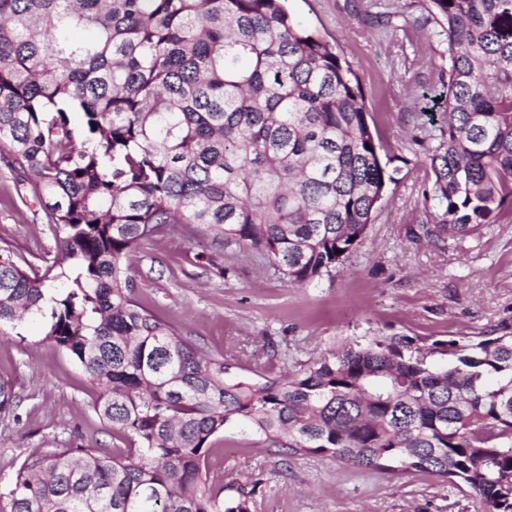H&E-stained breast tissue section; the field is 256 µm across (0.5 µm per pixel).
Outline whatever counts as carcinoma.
<instances>
[{
    "label": "carcinoma",
    "mask_w": 512,
    "mask_h": 512,
    "mask_svg": "<svg viewBox=\"0 0 512 512\" xmlns=\"http://www.w3.org/2000/svg\"><path fill=\"white\" fill-rule=\"evenodd\" d=\"M284 2L0 0V155L36 177L56 234L41 277L0 250V333L46 318L127 440L25 459L0 512H249L208 466L230 425L288 456L427 471L512 512L511 336L453 342L441 369L375 341L244 381L132 297L127 261L166 224L309 284L394 181L351 65ZM430 2L451 56L432 235L456 239L512 203V0Z\"/></svg>",
    "instance_id": "obj_1"
}]
</instances>
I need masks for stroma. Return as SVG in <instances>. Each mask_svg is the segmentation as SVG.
I'll use <instances>...</instances> for the list:
<instances>
[{"mask_svg": "<svg viewBox=\"0 0 512 512\" xmlns=\"http://www.w3.org/2000/svg\"><path fill=\"white\" fill-rule=\"evenodd\" d=\"M359 77L378 155L393 183L362 241L313 283L291 285L258 250L224 247L184 225L158 230L129 275L140 305L223 355L231 377L293 375L358 342L403 341L432 367L448 343L512 336V205L464 239L433 240L442 207L429 157L441 141L440 97L451 65L446 23L429 0H288ZM44 273L55 236L30 181L0 160V249ZM46 321L0 336V492L29 456L122 442L92 408L76 363L45 342ZM210 468L250 512H484L461 483L417 470L363 469L329 454L284 457L248 429L218 436Z\"/></svg>", "mask_w": 512, "mask_h": 512, "instance_id": "obj_1", "label": "stroma"}]
</instances>
